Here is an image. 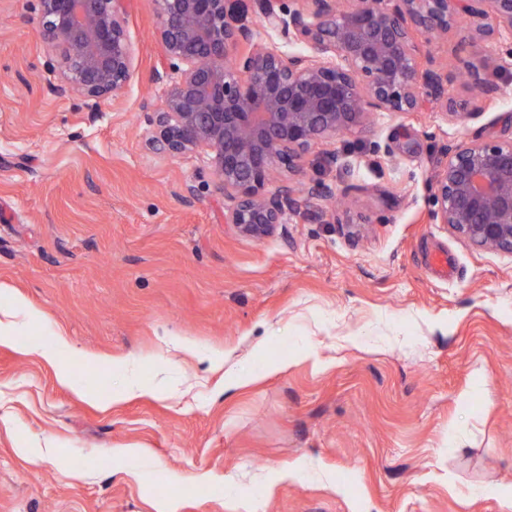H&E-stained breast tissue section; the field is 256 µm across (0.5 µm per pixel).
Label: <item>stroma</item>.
<instances>
[{
    "label": "stroma",
    "instance_id": "35a3bbf8",
    "mask_svg": "<svg viewBox=\"0 0 512 512\" xmlns=\"http://www.w3.org/2000/svg\"><path fill=\"white\" fill-rule=\"evenodd\" d=\"M125 6L132 78L90 108L57 91L38 0H0V306L36 312L0 343V512H237L228 474L261 512H506L490 488L512 484V258L432 223L429 181L447 145L512 139L507 44L497 66L461 29L432 46L508 96L462 123L381 113L337 138L333 169L315 145L307 178L356 189L345 224L254 241L204 152L149 147L173 67L152 0ZM272 362L225 391L229 364ZM134 377L161 396L116 400Z\"/></svg>",
    "mask_w": 512,
    "mask_h": 512
}]
</instances>
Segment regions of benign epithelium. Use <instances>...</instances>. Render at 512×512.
Returning <instances> with one entry per match:
<instances>
[{
  "label": "benign epithelium",
  "instance_id": "1",
  "mask_svg": "<svg viewBox=\"0 0 512 512\" xmlns=\"http://www.w3.org/2000/svg\"><path fill=\"white\" fill-rule=\"evenodd\" d=\"M156 37L179 77L151 120L152 147L203 150L229 204L224 223L262 241L288 217L340 222L332 202L351 188L294 177L317 143L362 131L379 112L431 105L460 120L507 95L462 66L471 96L448 98L453 74L423 49L452 29L478 50L512 40V0H153ZM43 42L62 61L60 90L120 100L135 47L123 0H40ZM297 51L258 39L256 24ZM432 223L474 249L512 257V140L444 149L430 183Z\"/></svg>",
  "mask_w": 512,
  "mask_h": 512
}]
</instances>
